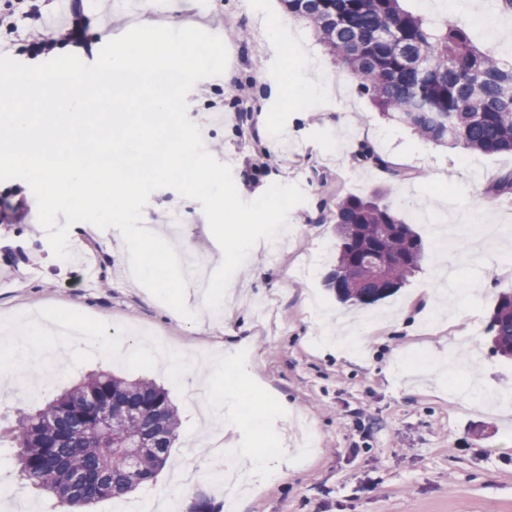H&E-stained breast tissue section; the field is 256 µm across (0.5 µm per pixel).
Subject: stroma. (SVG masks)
I'll list each match as a JSON object with an SVG mask.
<instances>
[{"instance_id": "stroma-1", "label": "stroma", "mask_w": 512, "mask_h": 512, "mask_svg": "<svg viewBox=\"0 0 512 512\" xmlns=\"http://www.w3.org/2000/svg\"><path fill=\"white\" fill-rule=\"evenodd\" d=\"M83 6L92 45L85 60L92 63L105 36L116 38L132 28L130 16L140 4L84 0ZM149 9L157 24L179 20L219 36L228 49L224 76L199 81L189 92L188 117L200 126L207 150L231 166L243 200L274 183L298 184L306 200L292 209L286 237L250 252L231 279L235 300L218 318L200 313V299L186 294L187 306L198 313L193 322L168 315L165 304L128 278V251L112 230L69 225L73 258L63 261L54 256L36 214L22 224L0 223V322L27 311L53 316L77 301L104 344H136L144 333L161 336L194 364L201 353L220 358L225 346L243 343L247 357L241 365L254 375L249 409L263 415L265 429L254 437L232 435L226 456L213 455L203 439L204 418L188 405L190 385L174 383L168 367L146 355L107 362L101 354L24 327L13 330V338L55 348L58 371L44 384L37 380L38 368L17 361L0 377L23 393L15 405L0 408V431L18 410L45 402L89 372L108 369L163 385L181 417L171 450L174 466L131 492L128 502L170 493L176 466L189 464L205 474L230 460L246 479L237 496L225 497L223 485L205 478L191 488L192 497L208 500L214 512H512V408L485 402L487 394L512 390V359L494 353L486 332L498 293L512 290V260L496 249L466 266L461 309L443 313L429 303L430 294L442 291L436 275L440 250L429 225L418 218L419 210H434L440 188L464 208L498 222L497 201L485 189L512 171V154L449 150L380 118L313 28L290 18L281 0H153ZM296 43L319 61L330 89L289 102L279 89L289 80L286 52ZM241 84L253 87L244 107L236 99ZM341 114L346 122L340 126ZM359 136L384 159L411 171V179L395 184L384 202L414 225L425 245L410 282L366 309L337 302L325 287L336 233L321 220L338 199L386 182L380 169L346 154V141ZM268 154L276 164L257 178L247 177L250 164ZM175 215L182 218L175 241L203 251L210 268H217L222 251L200 202L162 188L143 209L150 225L170 224ZM256 263L266 267L258 279L251 276ZM102 277L108 287H99ZM488 278L492 289H482ZM336 311L352 319L353 332L369 338L355 358L319 343L329 332L324 315ZM364 316L369 324H361ZM397 351L454 364L459 390H449L443 373L422 380L390 375ZM269 394L285 396L292 414L270 409ZM253 446L279 455V476L254 474L244 454ZM14 454L0 434V512H22L32 504L57 512L55 498L35 495L18 481Z\"/></svg>"}]
</instances>
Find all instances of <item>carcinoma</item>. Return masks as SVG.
<instances>
[{
	"label": "carcinoma",
	"instance_id": "carcinoma-1",
	"mask_svg": "<svg viewBox=\"0 0 512 512\" xmlns=\"http://www.w3.org/2000/svg\"><path fill=\"white\" fill-rule=\"evenodd\" d=\"M288 13L308 22L341 70L379 114L423 139L450 150L512 154V61L478 48L457 22L435 30L404 9L401 0H282ZM358 160L373 164L389 181L410 178L366 144ZM390 186L351 195L330 211L335 224L336 264L327 288L343 303L373 305L397 294L424 258L421 236L381 197ZM485 193L512 195V172ZM370 253L387 258L385 279L368 274ZM487 332L497 352L512 358V291L498 295ZM107 406L116 425L100 424ZM178 408L153 380H127L97 371L63 389L43 405L21 412L10 428L20 480L61 506L85 509L119 498L154 479L173 462ZM153 448L132 473L120 448Z\"/></svg>",
	"mask_w": 512,
	"mask_h": 512
}]
</instances>
